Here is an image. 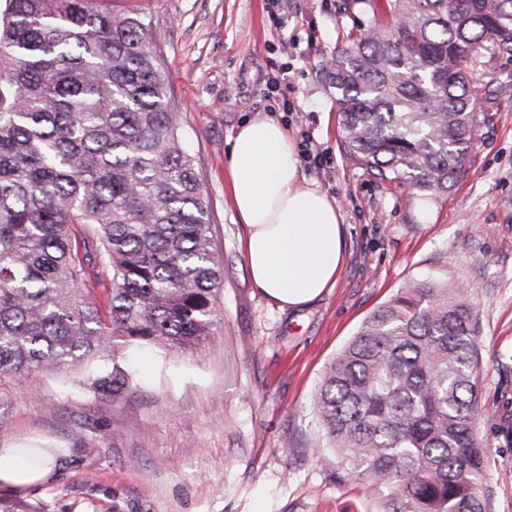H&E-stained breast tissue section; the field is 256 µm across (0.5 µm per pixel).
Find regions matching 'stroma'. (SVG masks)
<instances>
[{
	"label": "stroma",
	"instance_id": "1",
	"mask_svg": "<svg viewBox=\"0 0 512 512\" xmlns=\"http://www.w3.org/2000/svg\"><path fill=\"white\" fill-rule=\"evenodd\" d=\"M160 46L179 132L202 177L224 261L213 334L189 353L122 350L134 382L101 399L87 375L0 377V448H60L53 475L0 496L39 512H375L316 421L323 377L363 321L413 281L474 308L482 366L474 435L486 448L489 512H512V60L479 52L476 127L447 196H416L347 159L324 70L350 36L390 23L387 0H130ZM294 105L269 112L267 81ZM275 115L305 184L333 199L345 256L335 287L280 306L247 273L245 229L224 183L232 138Z\"/></svg>",
	"mask_w": 512,
	"mask_h": 512
}]
</instances>
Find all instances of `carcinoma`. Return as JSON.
I'll use <instances>...</instances> for the list:
<instances>
[{"instance_id":"cac0c4a2","label":"carcinoma","mask_w":512,"mask_h":512,"mask_svg":"<svg viewBox=\"0 0 512 512\" xmlns=\"http://www.w3.org/2000/svg\"><path fill=\"white\" fill-rule=\"evenodd\" d=\"M324 72L354 163L448 194L474 135L478 51L512 58V0H390ZM168 74L118 0H0V376L79 373L126 344L212 334L224 266ZM110 282L107 311L94 287ZM480 352L460 294L414 283L371 314L315 406L377 512H487ZM117 363L91 383L122 392Z\"/></svg>"}]
</instances>
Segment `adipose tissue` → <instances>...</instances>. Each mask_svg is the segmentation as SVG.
<instances>
[{"label":"adipose tissue","instance_id":"1","mask_svg":"<svg viewBox=\"0 0 512 512\" xmlns=\"http://www.w3.org/2000/svg\"><path fill=\"white\" fill-rule=\"evenodd\" d=\"M235 211L246 227L250 280L269 298L299 307L334 287L344 260L339 209L314 186H301L296 148L271 118L237 130L226 168ZM54 449L30 462L20 448H0V484L26 488L46 480Z\"/></svg>","mask_w":512,"mask_h":512}]
</instances>
